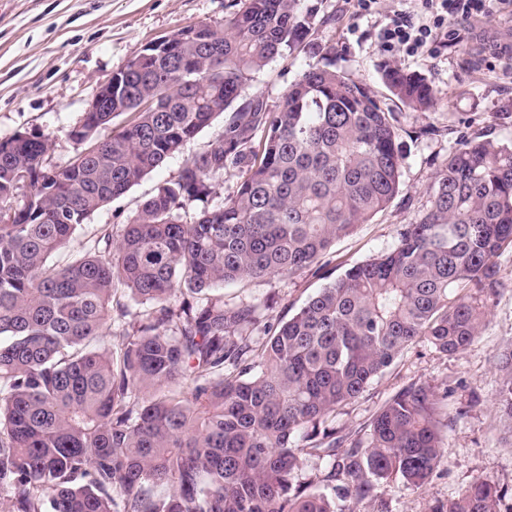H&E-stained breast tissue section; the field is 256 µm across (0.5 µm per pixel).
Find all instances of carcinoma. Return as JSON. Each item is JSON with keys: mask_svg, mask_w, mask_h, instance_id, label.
I'll list each match as a JSON object with an SVG mask.
<instances>
[{"mask_svg": "<svg viewBox=\"0 0 512 512\" xmlns=\"http://www.w3.org/2000/svg\"><path fill=\"white\" fill-rule=\"evenodd\" d=\"M299 5L243 0L224 28L188 26L136 54L112 76V111L86 112L71 130L79 148L62 169L47 166V136L0 140L4 512H337L311 484H292L299 434L327 440L313 447L332 459L327 480L358 502L393 478L420 489L439 466L428 385L398 393L341 452L327 422L418 337L458 354L480 336L475 293L498 287L494 258L512 249V146L466 139L450 152L396 246L279 323L258 372L244 336L254 307L215 294L315 263L402 190L398 128L366 82L316 67L279 106L246 95L307 35L312 9ZM381 79L407 108L434 107L424 77L387 67ZM122 112L123 132L99 139ZM220 116L218 138L120 232L106 225L82 255L51 262L89 216ZM228 168L243 180L211 206L212 179ZM118 285L148 309L118 332L116 359L97 342L112 335ZM498 368L495 404L512 430V348ZM500 500L477 479L432 512H500Z\"/></svg>", "mask_w": 512, "mask_h": 512, "instance_id": "cac0c4a2", "label": "carcinoma"}]
</instances>
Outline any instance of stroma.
Here are the masks:
<instances>
[{
	"mask_svg": "<svg viewBox=\"0 0 512 512\" xmlns=\"http://www.w3.org/2000/svg\"><path fill=\"white\" fill-rule=\"evenodd\" d=\"M301 4L316 9L304 42L256 74L251 92L278 106L305 70L324 65L367 82L400 130L403 186L383 213L357 225L318 263L290 275L224 286L228 306L256 309L257 322L246 336L256 351L270 326L292 317L320 288L397 244L400 231L427 205L437 172L462 139L512 142V68L487 45L492 38L512 47V15L490 23L448 18L444 33L425 52L409 55L386 48L382 34L394 14L407 13L416 22L425 17L421 0H379L369 12L360 10L357 0ZM240 6L241 0H0V140L18 133L46 135L53 142L49 164L66 167L76 152L70 131L115 72L163 36L198 23L223 27ZM390 65L421 74L435 92L434 108L414 112L393 98L381 81ZM221 132V120H214L179 154L96 211L75 232L72 250L89 245L102 225L126 223ZM495 263L501 286L488 302L481 335L464 353L450 355L418 339L330 419L338 437L359 439L400 390L413 383L432 387L439 398L442 461L431 481L412 490L393 480L359 503L337 497L339 512H431L435 502L455 498L477 479L499 485L507 494L502 512H512V442L503 437L494 401L501 382L497 358L512 347V251Z\"/></svg>",
	"mask_w": 512,
	"mask_h": 512,
	"instance_id": "stroma-1",
	"label": "stroma"
}]
</instances>
